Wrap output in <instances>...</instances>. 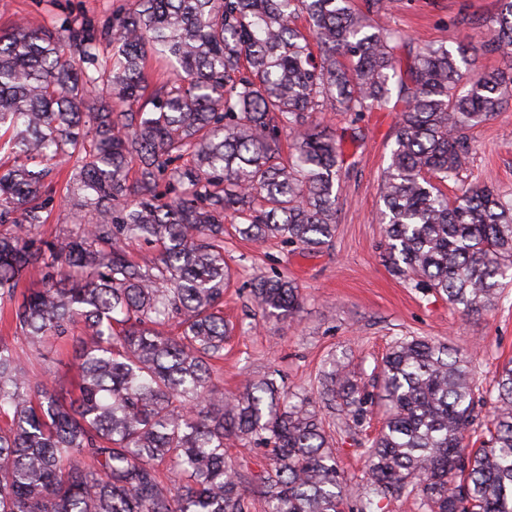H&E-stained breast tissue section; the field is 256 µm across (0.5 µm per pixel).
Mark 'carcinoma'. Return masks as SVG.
<instances>
[{"instance_id": "cac0c4a2", "label": "carcinoma", "mask_w": 512, "mask_h": 512, "mask_svg": "<svg viewBox=\"0 0 512 512\" xmlns=\"http://www.w3.org/2000/svg\"><path fill=\"white\" fill-rule=\"evenodd\" d=\"M488 39L452 51L388 24L394 0H125L101 27L42 23L0 31V304L29 348L76 337L79 395L33 379L0 340V512H512V365L484 388L468 356L427 337L397 338L378 366L386 416L363 433L369 398L343 364L319 399L267 375L232 396L224 357V218L239 236L308 253L336 234V185L353 127L399 120L380 178L383 256L414 288L480 316L512 285V197L461 179L470 131L508 104L512 0ZM307 22L301 30L298 18ZM172 77L153 82L154 67ZM288 157H283V145ZM73 163L66 204L94 221L57 244L46 223L50 166ZM453 183L454 200L443 186ZM159 247L141 264L123 241ZM37 267L40 288L17 292ZM261 315L293 321L302 295L260 278ZM357 437L365 470L354 504L331 428ZM235 438L264 450L251 482L225 456ZM174 473L169 478L160 469Z\"/></svg>"}]
</instances>
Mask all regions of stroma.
<instances>
[{"label": "stroma", "mask_w": 512, "mask_h": 512, "mask_svg": "<svg viewBox=\"0 0 512 512\" xmlns=\"http://www.w3.org/2000/svg\"><path fill=\"white\" fill-rule=\"evenodd\" d=\"M117 0H0V29L29 19L56 27L82 20L103 24L111 20ZM497 9V0H409L395 8L390 25L424 41L457 47L461 36L455 24L466 12L478 27ZM398 117L393 112L364 116L365 138L343 173L336 204V236L317 254L271 240L252 244L227 239L224 257L232 280L224 293V319L231 335L224 359L217 362L214 381L225 392L243 389L246 382L276 374L285 387L315 393L328 360H341L364 384L394 338L426 336L470 353L475 376L489 385L503 363L512 359V287L481 317L454 311L446 298L415 289L392 275L382 258L384 226L379 221L383 203L378 179L394 142ZM476 151L462 177L512 194V103L472 131ZM68 171L48 184L53 203L38 238L53 241L76 224L89 223L90 211H76L60 202ZM281 274L296 280L302 296L297 322L265 321L257 316L251 288L257 277ZM0 339L14 344L30 374L51 373L62 399L78 394L72 338L52 341L42 357H33L18 339L9 316L0 317Z\"/></svg>", "instance_id": "stroma-1"}]
</instances>
